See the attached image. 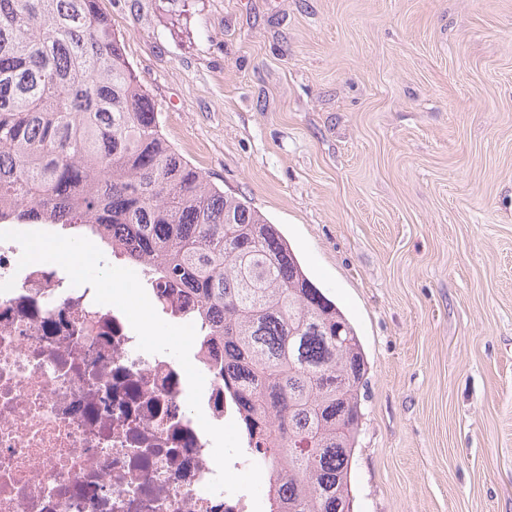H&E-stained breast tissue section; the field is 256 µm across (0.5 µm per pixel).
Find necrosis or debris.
Instances as JSON below:
<instances>
[{
	"label": "necrosis or debris",
	"mask_w": 512,
	"mask_h": 512,
	"mask_svg": "<svg viewBox=\"0 0 512 512\" xmlns=\"http://www.w3.org/2000/svg\"><path fill=\"white\" fill-rule=\"evenodd\" d=\"M21 254L0 241V512H254L248 493L207 489L217 468L200 422L224 423L233 404L206 347L190 351L198 417L173 356L140 351L120 309ZM137 276L157 312L192 323L195 298Z\"/></svg>",
	"instance_id": "4bbe7bcc"
}]
</instances>
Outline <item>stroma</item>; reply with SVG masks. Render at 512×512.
Listing matches in <instances>:
<instances>
[{"instance_id":"obj_1","label":"stroma","mask_w":512,"mask_h":512,"mask_svg":"<svg viewBox=\"0 0 512 512\" xmlns=\"http://www.w3.org/2000/svg\"><path fill=\"white\" fill-rule=\"evenodd\" d=\"M168 143L369 369L353 512H512V0H100Z\"/></svg>"}]
</instances>
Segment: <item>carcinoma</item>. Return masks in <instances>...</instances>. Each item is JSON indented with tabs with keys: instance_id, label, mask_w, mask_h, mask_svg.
Here are the masks:
<instances>
[{
	"instance_id": "1",
	"label": "carcinoma",
	"mask_w": 512,
	"mask_h": 512,
	"mask_svg": "<svg viewBox=\"0 0 512 512\" xmlns=\"http://www.w3.org/2000/svg\"><path fill=\"white\" fill-rule=\"evenodd\" d=\"M99 0H0V219L129 247L198 301L271 512H350L358 334L288 240L174 150Z\"/></svg>"
}]
</instances>
